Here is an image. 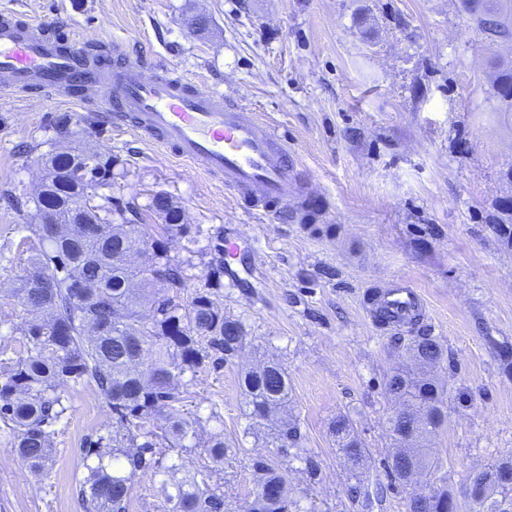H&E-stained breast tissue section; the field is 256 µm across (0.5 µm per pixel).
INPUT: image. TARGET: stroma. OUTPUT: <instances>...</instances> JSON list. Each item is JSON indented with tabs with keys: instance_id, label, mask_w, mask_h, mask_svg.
Here are the masks:
<instances>
[{
	"instance_id": "1",
	"label": "stroma",
	"mask_w": 512,
	"mask_h": 512,
	"mask_svg": "<svg viewBox=\"0 0 512 512\" xmlns=\"http://www.w3.org/2000/svg\"><path fill=\"white\" fill-rule=\"evenodd\" d=\"M2 12L261 113L328 210L304 223L289 208L249 209L92 104L58 92L0 96V375L24 354L25 314L11 294L30 255L21 227L38 221L41 157L65 127L70 146L118 157L112 200L134 202L140 223L159 224L150 208L158 193L183 210L188 232L170 250L190 263L182 301L208 284L217 237L238 246L235 274L214 299L243 324L244 344L223 363L205 360L183 387L199 439L220 433L234 448L220 464L189 449L182 472L220 487L229 512L253 492L260 456L284 474L289 512H407L413 488L386 467V381L412 368L407 347L419 336L440 342L434 374L449 394L447 421L428 442L439 462L433 489L463 499L475 471L512 461V222L503 214L512 114L499 112L491 83L512 60V39L490 40L461 0H0ZM393 280L421 291L422 323L373 318V294ZM271 359L288 372L294 448L272 442L279 414L255 428L247 418L240 375ZM63 391L71 409L54 428L44 474L12 454L13 432L0 421V512H83L84 448L111 426L112 409L95 386ZM339 415L366 450L362 466L332 431ZM355 482L375 492L372 510L349 496ZM171 491L164 471L141 475L128 512H169Z\"/></svg>"
}]
</instances>
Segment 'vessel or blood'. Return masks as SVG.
I'll return each mask as SVG.
<instances>
[{"instance_id": "vessel-or-blood-1", "label": "vessel or blood", "mask_w": 512, "mask_h": 512, "mask_svg": "<svg viewBox=\"0 0 512 512\" xmlns=\"http://www.w3.org/2000/svg\"><path fill=\"white\" fill-rule=\"evenodd\" d=\"M85 53V41L1 15L0 94H73L98 111L129 115L134 134L222 180L253 209L291 205L304 222L324 214V197L301 184L287 142L265 118L170 71L146 77L131 58L115 69L82 65ZM376 301L396 326L425 309L420 291L405 282L382 289Z\"/></svg>"}]
</instances>
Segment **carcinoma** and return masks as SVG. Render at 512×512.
Instances as JSON below:
<instances>
[{"mask_svg":"<svg viewBox=\"0 0 512 512\" xmlns=\"http://www.w3.org/2000/svg\"><path fill=\"white\" fill-rule=\"evenodd\" d=\"M464 8L477 27L491 37L512 38V18L504 15L501 0H463ZM493 88L501 112H512V67L494 73ZM118 158L98 150L72 149V156L57 148L45 158L47 182L35 194L36 212L56 213L60 230L54 240L45 236L42 225L26 224L31 255L28 268L51 276L55 288L41 293L21 277L14 297L34 314L23 329L26 356L0 381V418L11 423L15 441L12 452L35 472L46 469L53 456V427L70 409L60 386L72 382L93 383L112 408L115 426L87 440L85 464L88 471L79 486L84 512H128L134 479L153 469L174 473L178 464L162 466L154 449L166 446L182 453L188 448H205L216 463L224 462L230 445L214 436L206 444L197 442L193 422L178 409L180 388L187 374H195L205 359L234 354L244 338L241 322L224 316L208 292H198L189 304L178 302L187 281L189 261L170 255L169 241L188 232L182 210L164 193L153 196L151 207L162 220L161 232L152 234L148 225L135 223L137 208L112 210V169ZM103 200L83 211L84 225L74 221L72 205L85 195ZM121 223H113V215ZM146 240L152 275L135 265L116 263L129 239ZM211 264L210 286L224 284V248ZM152 302L151 313L141 311V301ZM412 350L420 365L438 364L444 358L440 343L419 336ZM151 358L148 371L140 369ZM240 385L249 406L248 418L258 423L277 408L288 405V373L276 361L243 372ZM403 387L406 395L399 418H388L389 436L399 441L412 427L423 441L447 419L445 391L426 374H399L388 378L386 388ZM163 418L161 430L151 422ZM333 429L343 452L354 463L364 449L352 436L349 417L341 415ZM300 439L296 424L288 421L275 435L285 448ZM257 484L242 512H288V499L274 497L268 488L285 484L283 475L266 459L253 462ZM488 490L479 507L484 512H512V463L491 466L484 473ZM167 495L171 512H224V494L186 476L172 484ZM408 512H461V505L445 491L432 501Z\"/></svg>","mask_w":512,"mask_h":512,"instance_id":"cac0c4a2","label":"carcinoma"}]
</instances>
